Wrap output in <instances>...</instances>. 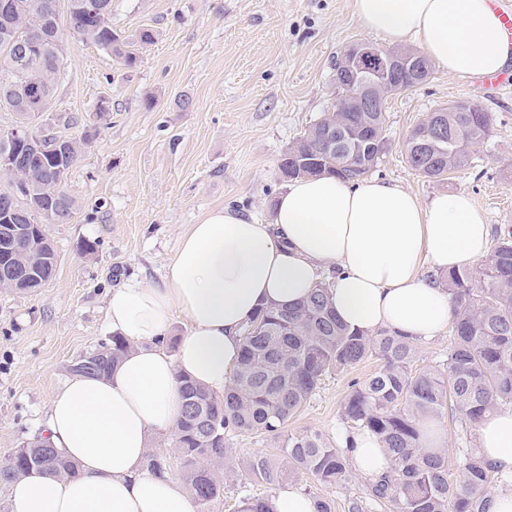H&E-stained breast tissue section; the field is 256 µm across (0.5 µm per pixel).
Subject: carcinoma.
I'll use <instances>...</instances> for the list:
<instances>
[{
  "label": "carcinoma",
  "mask_w": 512,
  "mask_h": 512,
  "mask_svg": "<svg viewBox=\"0 0 512 512\" xmlns=\"http://www.w3.org/2000/svg\"><path fill=\"white\" fill-rule=\"evenodd\" d=\"M7 27L0 33V89L36 87L41 96L33 112L49 110L64 70L65 57L57 43L59 13L46 23L39 14L45 0H12ZM96 15L67 0L69 37L92 43L115 57L127 69L137 63V51L151 44L155 34L142 29L131 37L112 30V0H100ZM27 52L26 64L19 63ZM326 127L347 131L353 151L328 147L321 138ZM386 113H323L288 145L279 165L286 181L302 176L334 174L350 182L365 179L382 161L369 152L373 139H386ZM492 130V116L481 107L459 111V102L444 112H430L406 138L407 163L418 174L440 178L466 170ZM443 139L440 148L424 146V138ZM89 134L69 139L67 154L44 155L37 167L27 160L6 173L9 189H0V211L17 213L13 223L43 242L46 225L72 217L75 201L57 180L55 169L70 170ZM39 251L24 241L17 265L25 270ZM452 298L454 317L446 359L439 364H418V346L404 336L381 330L372 336L350 331L328 306L324 281L293 308L266 307L242 328L237 368L224 395L219 396L183 377V410L173 434L172 447L182 460V478L194 491L202 509L224 498L226 489L240 481L230 462L229 433L258 434L277 441L278 454L255 455L248 462L246 479L269 487L298 473L313 476L323 486H341L349 480L347 450L332 444L321 432L287 430L288 422L303 410L323 380L370 359L378 368L351 384L341 416L354 429L375 435L388 453L389 471L371 480L369 500L391 512H488L490 484L498 472L476 448H461L454 464L445 449L427 448L424 424L437 421L446 408L472 425L488 412L512 403V236L497 240L476 268H464L442 277ZM128 349L125 340L112 337L81 355L78 373L109 374ZM148 468L170 471L163 453L147 456ZM74 475L77 466L37 436L0 463V484H10L30 470Z\"/></svg>",
  "instance_id": "1"
}]
</instances>
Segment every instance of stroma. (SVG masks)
Segmentation results:
<instances>
[{
  "label": "stroma",
  "mask_w": 512,
  "mask_h": 512,
  "mask_svg": "<svg viewBox=\"0 0 512 512\" xmlns=\"http://www.w3.org/2000/svg\"><path fill=\"white\" fill-rule=\"evenodd\" d=\"M113 30H154L134 69L75 43L68 50L49 133L96 137L69 170L71 218L48 227L54 278L26 293L0 288V462L43 434L48 405L80 355L111 337L112 289L159 281L179 237L210 209L263 218L284 189L279 164L293 139L331 108L333 58L346 46H383L351 0H112ZM189 108H182V101ZM471 101L493 118L468 170L436 181L406 163L402 146L434 108ZM110 109L99 121L100 103ZM77 117L66 125V117ZM389 148L374 178L428 202L465 193L485 212L492 238L512 234V86L481 95L470 79L434 68L425 85L390 96ZM368 361L324 380L289 430L330 438Z\"/></svg>",
  "instance_id": "35a3bbf8"
}]
</instances>
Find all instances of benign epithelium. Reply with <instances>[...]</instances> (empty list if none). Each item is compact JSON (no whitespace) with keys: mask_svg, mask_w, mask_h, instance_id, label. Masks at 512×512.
I'll list each match as a JSON object with an SVG mask.
<instances>
[{"mask_svg":"<svg viewBox=\"0 0 512 512\" xmlns=\"http://www.w3.org/2000/svg\"><path fill=\"white\" fill-rule=\"evenodd\" d=\"M426 64L418 51L385 50L365 42L354 43L339 56L336 87L353 91L349 102L360 112H377L381 92H406L425 82ZM10 145L27 154L43 151L41 139L25 122L17 123L7 136Z\"/></svg>","mask_w":512,"mask_h":512,"instance_id":"1","label":"benign epithelium"}]
</instances>
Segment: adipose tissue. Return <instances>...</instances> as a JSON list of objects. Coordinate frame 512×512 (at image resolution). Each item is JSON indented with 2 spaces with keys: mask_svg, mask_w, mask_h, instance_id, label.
<instances>
[{
  "mask_svg": "<svg viewBox=\"0 0 512 512\" xmlns=\"http://www.w3.org/2000/svg\"><path fill=\"white\" fill-rule=\"evenodd\" d=\"M352 9L388 44L417 43L450 76L512 65V43L489 0H352ZM489 238L467 195L443 193L424 204L377 179L291 180L261 220L211 210L183 233L160 282L133 280L109 294L110 326L130 350L107 377L73 375L48 409L49 442L78 473L20 475L10 512H199L183 480L146 467L153 438L173 432L181 415V377L223 393L253 313L295 306L325 277L329 302L350 329L434 338L452 316L438 274L476 263ZM178 318L186 332L171 356L163 343ZM476 431L487 462L512 472V410L485 414ZM352 440L353 468L368 478L383 474L388 463L376 438L359 432Z\"/></svg>",
  "mask_w": 512,
  "mask_h": 512,
  "instance_id": "adipose-tissue-1",
  "label": "adipose tissue"
}]
</instances>
